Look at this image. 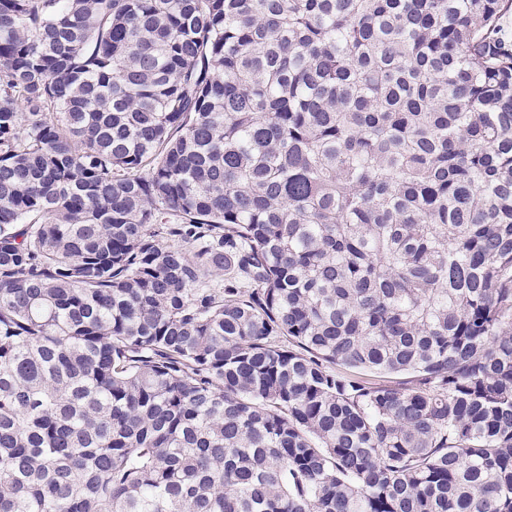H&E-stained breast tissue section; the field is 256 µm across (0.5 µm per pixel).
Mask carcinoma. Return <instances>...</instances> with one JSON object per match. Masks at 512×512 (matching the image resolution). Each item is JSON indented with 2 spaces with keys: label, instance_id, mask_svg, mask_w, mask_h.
Returning a JSON list of instances; mask_svg holds the SVG:
<instances>
[{
  "label": "carcinoma",
  "instance_id": "obj_1",
  "mask_svg": "<svg viewBox=\"0 0 512 512\" xmlns=\"http://www.w3.org/2000/svg\"><path fill=\"white\" fill-rule=\"evenodd\" d=\"M511 15L0 0V512H512Z\"/></svg>",
  "mask_w": 512,
  "mask_h": 512
}]
</instances>
